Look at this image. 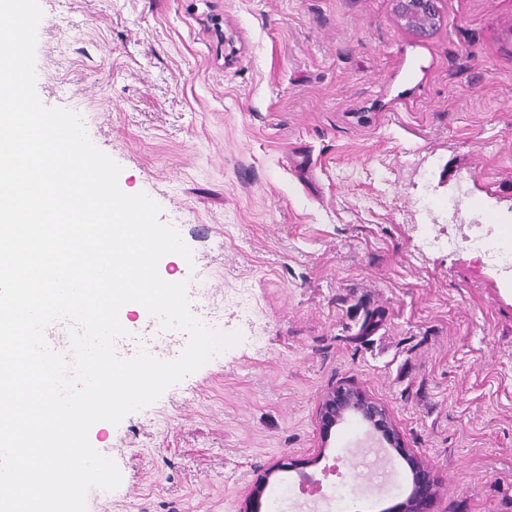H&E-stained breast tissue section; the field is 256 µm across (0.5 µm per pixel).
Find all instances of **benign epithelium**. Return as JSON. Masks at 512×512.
Listing matches in <instances>:
<instances>
[{"instance_id":"7a95c632","label":"benign epithelium","mask_w":512,"mask_h":512,"mask_svg":"<svg viewBox=\"0 0 512 512\" xmlns=\"http://www.w3.org/2000/svg\"><path fill=\"white\" fill-rule=\"evenodd\" d=\"M438 0H395L398 17L405 25L424 33L433 29L438 21ZM356 416L381 437L387 447L394 449L406 462L411 477V492L394 508V512H432L439 496V486L433 471L405 446L403 437L385 407L370 399L364 392L351 386H334L322 397L319 426L323 440L331 437L332 430L347 416ZM285 469L278 463L258 474L253 485L246 512H260L261 499L272 477Z\"/></svg>"}]
</instances>
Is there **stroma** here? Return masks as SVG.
<instances>
[{
    "label": "stroma",
    "mask_w": 512,
    "mask_h": 512,
    "mask_svg": "<svg viewBox=\"0 0 512 512\" xmlns=\"http://www.w3.org/2000/svg\"><path fill=\"white\" fill-rule=\"evenodd\" d=\"M36 89L192 251L167 281L240 334L91 445L118 465L88 512H244L257 471L295 461L262 512H381L404 460L324 392L384 405L437 477L434 512H512V279L470 251L512 225V0H440L419 35L393 0H39ZM467 189L471 221H447ZM434 248H426L427 240ZM130 344L175 359L139 310ZM357 440L377 469L337 457Z\"/></svg>",
    "instance_id": "stroma-1"
}]
</instances>
